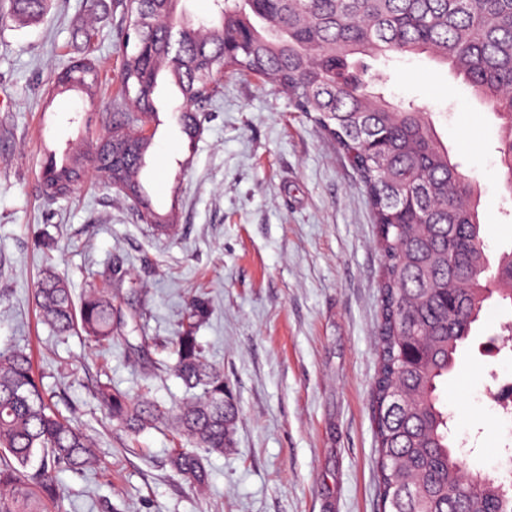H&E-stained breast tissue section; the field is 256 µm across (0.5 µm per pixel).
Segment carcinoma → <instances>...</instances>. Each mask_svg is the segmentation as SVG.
<instances>
[{
	"instance_id": "carcinoma-1",
	"label": "carcinoma",
	"mask_w": 512,
	"mask_h": 512,
	"mask_svg": "<svg viewBox=\"0 0 512 512\" xmlns=\"http://www.w3.org/2000/svg\"><path fill=\"white\" fill-rule=\"evenodd\" d=\"M0 22L38 21L49 0H5ZM180 0H131L120 83L129 111L112 125L95 154V173L119 188L159 231L172 212L156 208L141 174L153 135L132 122L158 115L159 81L181 94L182 133L195 138L199 115L189 106L216 93L215 74L229 69L287 91L354 159L378 226L384 254L379 368L373 389L376 467L383 512H512V470L467 468L452 440V415L441 399L456 354L479 320L487 270L472 187L433 129L412 107H393L368 90L367 59L429 52L449 64L501 119L498 152L512 194V0H214V19L194 25ZM95 61L63 70L55 92L96 95ZM84 154L66 153L43 167L49 199L82 180ZM502 296L512 301V251L500 255ZM35 301L60 335L81 331L112 343V289L75 304L48 271ZM208 310L189 304L170 342V371L185 388L178 406L104 383L97 395L116 427L134 438L166 424L182 445L169 463L194 488L206 485L205 461L229 447L237 411L226 402L224 371L209 360L196 329ZM99 466L91 439L54 406L30 357L0 352V512H55L59 475Z\"/></svg>"
}]
</instances>
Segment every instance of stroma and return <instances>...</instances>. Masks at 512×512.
<instances>
[{"mask_svg":"<svg viewBox=\"0 0 512 512\" xmlns=\"http://www.w3.org/2000/svg\"><path fill=\"white\" fill-rule=\"evenodd\" d=\"M127 3L52 0L39 22L0 24V351L31 355L56 408L102 461L85 476L62 474L56 512H380L372 386L384 258L359 175L319 125L285 93L221 72L217 96L194 106L195 140L173 123L155 135L154 166L179 176L154 198L176 209L174 230L156 231L91 170L68 196L43 193L49 144L90 150L112 121ZM90 51L95 99L51 94L63 65ZM371 65L372 92L422 112L473 181L488 264L497 266L512 249L497 116L428 55ZM49 270L78 299L106 282L117 292L110 350L52 332L33 299ZM196 297L209 309L198 339L238 411L233 443L209 457L200 491L169 464L178 445L170 427L129 438L93 398L108 379L133 397L181 401V380L152 370L168 360L165 344ZM510 323L512 302L492 295L444 387L471 466L512 456V421L491 400L499 376H512Z\"/></svg>","mask_w":512,"mask_h":512,"instance_id":"1","label":"stroma"}]
</instances>
